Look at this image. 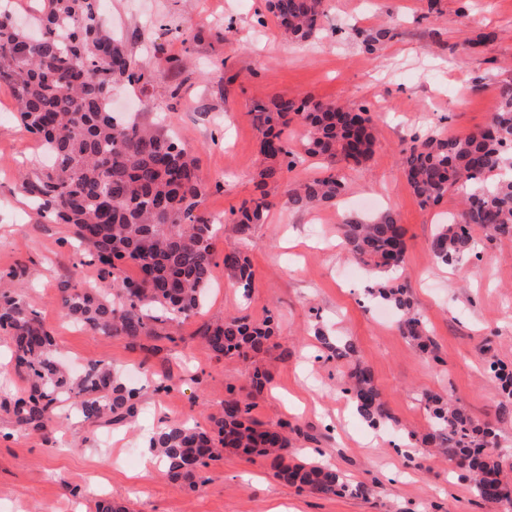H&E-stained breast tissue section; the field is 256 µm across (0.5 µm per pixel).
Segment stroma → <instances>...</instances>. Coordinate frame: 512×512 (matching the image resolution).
<instances>
[{
  "instance_id": "stroma-1",
  "label": "stroma",
  "mask_w": 512,
  "mask_h": 512,
  "mask_svg": "<svg viewBox=\"0 0 512 512\" xmlns=\"http://www.w3.org/2000/svg\"><path fill=\"white\" fill-rule=\"evenodd\" d=\"M103 24L147 62L143 78L116 85L114 111L173 129L198 159L205 185L200 212L218 226L217 255L241 251L256 273L243 292L216 264L198 314L158 325L155 337L132 344L94 333L62 315L58 284L78 262L66 224L38 215L20 189L22 173L43 162L36 138L17 118L0 84V282L20 273L22 297L53 332L67 363L108 361L137 373L141 399L123 424H89L61 416L50 439L17 432L0 413V512H95L124 503L128 512H512L489 504L464 471L432 456L423 394L452 397L474 420H494L497 384L484 370L483 344L512 365V239L485 240L482 276L437 264L429 243L442 215L458 213L451 192L424 206L408 187L402 154L414 136L438 131L463 136L483 126L489 102L512 81V0H326L315 38L284 41L265 0H104ZM384 26L391 37L367 53L359 33ZM470 48H461L463 39ZM275 96L308 97L370 110L376 136L366 165L344 169L346 190L336 205L289 209L283 187L268 184L274 202L263 223L242 237L231 212L253 194L261 164L254 104ZM393 211L405 234L402 272L437 344V359L417 352L396 323H384L371 293L380 278L352 261L336 227L367 216L364 200ZM244 315L273 317L281 359H216L199 335L209 322ZM352 341L390 411L410 438L394 450L389 428H373L342 399L343 376L318 334ZM270 383L254 399L253 418L301 428L285 455L305 459L314 445L328 450L348 491L297 490L273 475L263 458L234 450L204 468L196 490L171 482L148 463L143 438L161 419L190 418L210 428L224 398L245 396L254 368ZM167 379L169 391L157 390ZM362 485L366 494L354 495Z\"/></svg>"
}]
</instances>
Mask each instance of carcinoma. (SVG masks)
I'll return each mask as SVG.
<instances>
[{"instance_id": "1", "label": "carcinoma", "mask_w": 512, "mask_h": 512, "mask_svg": "<svg viewBox=\"0 0 512 512\" xmlns=\"http://www.w3.org/2000/svg\"><path fill=\"white\" fill-rule=\"evenodd\" d=\"M41 2L33 17L39 30L34 41L8 20L10 13L0 14V81L11 87L19 121L39 137L43 153L51 158L50 165L24 176L22 189L42 215L73 228L89 261L112 282L108 292L94 285L79 287L72 280L60 282L63 315L135 343L157 335L151 320L188 318L202 305L216 257L215 225L198 212L205 186L197 160L177 135L150 124L123 123L113 115L112 85L139 81L145 64L133 60L123 40L104 29L101 0ZM266 6L282 35L298 44L316 36L325 16V0H266ZM389 35L384 27L359 33L370 53ZM499 96V109L484 126L465 137L436 132L416 136L401 159L406 182L424 205L467 188L460 212L438 226L430 243L436 262L446 266L474 253L481 234L512 238V178L503 174L512 168V81L502 84ZM253 112L261 135L259 194L233 212L244 236L271 207L265 187L285 179L296 164L283 137L291 122L306 131L305 155L331 173L285 183L290 209L336 204L345 182L332 169L338 163L359 166L373 153L372 118L364 106L277 96L256 104ZM338 231L355 262L390 274L404 266L403 230L393 213L349 217ZM121 261L132 262L138 276H124ZM224 268L244 291L253 288L255 271L248 257L226 253ZM372 295L397 312L402 336L438 359L407 283L392 276ZM0 331L10 339L15 367L30 385L26 396L3 404L17 430L47 435L63 401L77 404L90 423L121 424L135 416L138 388L110 362L90 363L76 376L68 373L56 361L53 333L38 312L2 285ZM274 334L271 316L262 322L229 317L208 325L202 339L218 359H246L269 350ZM319 341L332 350V357L347 362L342 393L358 417L373 428L398 424L371 371L356 359L354 343L338 339L333 344L327 336ZM486 368L502 398L496 423L512 421V367L490 358ZM268 382L266 371L254 369L249 399H225L211 416L209 430L176 420L153 432L149 448L170 480L193 490L202 481L201 468L233 449L267 458L278 478L300 489L334 495L347 488L332 468L286 462L280 451L288 447V425H263L251 418V399ZM423 400L430 423L424 442L468 473L484 501L511 502L512 480L505 479L495 423H479L437 394L426 393Z\"/></svg>"}]
</instances>
